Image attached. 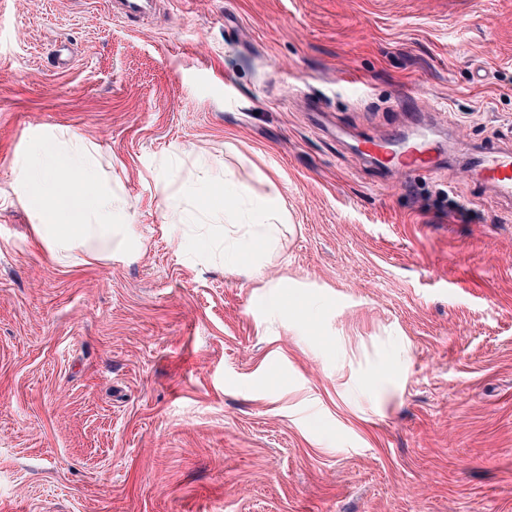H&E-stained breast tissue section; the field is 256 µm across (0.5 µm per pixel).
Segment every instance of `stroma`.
Instances as JSON below:
<instances>
[{
  "label": "stroma",
  "instance_id": "obj_1",
  "mask_svg": "<svg viewBox=\"0 0 512 512\" xmlns=\"http://www.w3.org/2000/svg\"><path fill=\"white\" fill-rule=\"evenodd\" d=\"M110 2L0 0V512H512V200L465 162L512 145V0ZM48 129L96 145L132 253L36 239ZM390 131L449 163L364 159ZM209 157L275 180L286 301L171 223Z\"/></svg>",
  "mask_w": 512,
  "mask_h": 512
}]
</instances>
